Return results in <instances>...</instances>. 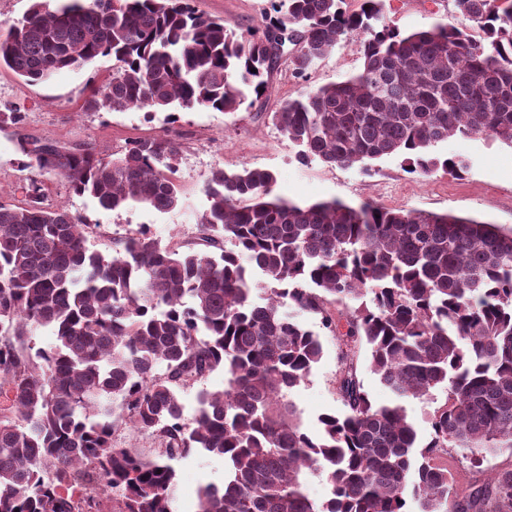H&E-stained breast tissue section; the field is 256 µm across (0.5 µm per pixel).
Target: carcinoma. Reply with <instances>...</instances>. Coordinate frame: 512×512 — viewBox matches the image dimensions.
I'll list each match as a JSON object with an SVG mask.
<instances>
[{
  "label": "carcinoma",
  "instance_id": "obj_1",
  "mask_svg": "<svg viewBox=\"0 0 512 512\" xmlns=\"http://www.w3.org/2000/svg\"><path fill=\"white\" fill-rule=\"evenodd\" d=\"M271 0L254 28L236 30L194 0H81L29 13L0 35V70L28 83L98 56L112 75L88 110L234 113L262 95L281 61L302 78L353 39L362 70L285 101L278 130L301 163L372 171L404 157L406 171L461 174L467 163L431 148L454 135L512 148V0H452L483 37L436 24L402 33L383 0ZM291 49L278 56L273 41ZM25 113L0 110V126ZM27 203L0 197V512H175L174 462L194 451L224 458V486L206 484L199 512H512V467L460 490L441 455L512 450V228L452 213L300 205L257 168L213 167L198 219L203 248L163 245L147 228L91 247L100 226L44 201L41 176L64 179L106 211L181 203V143L128 142L120 155L51 138L17 142ZM272 287L256 297L252 273ZM293 308L289 312L285 307ZM338 343L341 414L307 432L290 394L322 356L302 314ZM55 342L34 348L33 331ZM397 400L372 402L360 348ZM224 369L187 422L179 389ZM443 386L447 398L421 443L403 404ZM157 434L142 457L112 444L114 416ZM329 485L309 498L307 477Z\"/></svg>",
  "mask_w": 512,
  "mask_h": 512
}]
</instances>
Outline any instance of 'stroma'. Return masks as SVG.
I'll return each mask as SVG.
<instances>
[{"instance_id":"35a3bbf8","label":"stroma","mask_w":512,"mask_h":512,"mask_svg":"<svg viewBox=\"0 0 512 512\" xmlns=\"http://www.w3.org/2000/svg\"><path fill=\"white\" fill-rule=\"evenodd\" d=\"M196 6L208 15L223 18L228 26L246 29L262 22L270 4L269 0H196ZM384 17L387 24L404 33L436 23L472 35L478 32L473 22L454 11L452 0H385ZM362 66L359 45L352 42L324 56L304 78H294L288 66H280L269 91L235 113L194 108L179 111L173 122L163 112L85 109L91 86L112 72L108 56L62 69L36 84L2 71L0 108L20 107L25 122L19 129H0V195L17 204L25 201L20 187L31 172L22 166L18 136L87 143L108 155L123 149L130 140L168 133L182 145L178 162L182 199L173 211L160 213L145 205L105 211L89 197L73 193L66 181L52 174L44 178L47 204L67 206L88 223L100 225L101 234L92 245L103 252L109 251L112 238L141 226L147 227L161 244L195 248L199 245L197 217L207 206L204 187L209 170L216 165L228 171L247 166L273 172L276 193L301 204L331 199L352 205L373 202L392 209L470 216L512 228V147L488 137L454 136L433 147V155L440 158L466 160L468 170L459 178L440 170L408 173L397 155L375 161L369 175L356 165L329 166L317 160L299 163L296 146L272 125L270 113L288 98L345 80L360 72ZM302 321L319 336L323 352L291 399L303 428L313 432L319 416L342 412L343 405L336 393V339L322 327L318 316L306 314ZM444 459L462 488L482 482L492 470L512 467V451L505 448L485 455L479 467L469 464L457 448L449 449ZM174 467L176 512H197L199 486L224 483V460L219 456L195 452L175 461Z\"/></svg>"}]
</instances>
